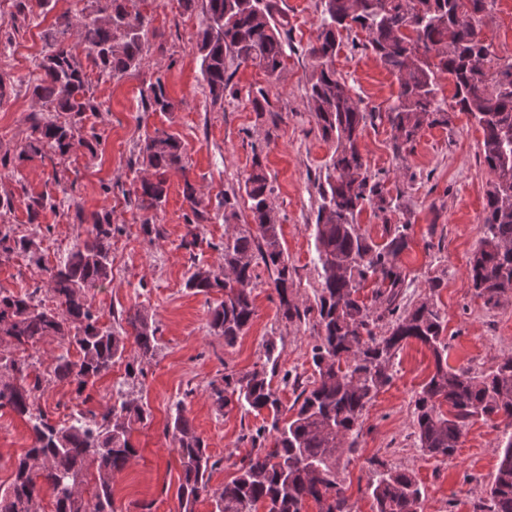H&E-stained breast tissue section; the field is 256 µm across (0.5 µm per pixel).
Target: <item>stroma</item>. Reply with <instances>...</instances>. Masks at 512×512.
Returning a JSON list of instances; mask_svg holds the SVG:
<instances>
[{
  "instance_id": "35a3bbf8",
  "label": "stroma",
  "mask_w": 512,
  "mask_h": 512,
  "mask_svg": "<svg viewBox=\"0 0 512 512\" xmlns=\"http://www.w3.org/2000/svg\"><path fill=\"white\" fill-rule=\"evenodd\" d=\"M14 0H0V156L15 158V171L0 169V196L11 197L4 217L17 235L35 240L37 259L21 254L0 256V289H37L45 308H55L49 270L87 239L95 213H112V278L92 293V303L106 326L120 311L144 309L158 327V348L144 365V375L127 384L124 363L80 394L56 379L50 365L65 349L58 337H45L36 353L33 374L42 381L41 409L51 422L100 410L123 390L151 410L149 424L137 427L131 441L137 457L113 480L116 512H178L177 488L182 466L164 428L170 409L183 402L197 433L217 461L208 494L196 512H213V493L236 476L251 451L248 439L261 417L239 408L217 410L210 384L224 375H243L261 366L264 343L277 338L280 356L272 386L284 406H291L302 385L312 381L310 350L316 316L310 311L319 286L313 224L319 197L316 184L325 174L333 145L325 141L307 107L309 47L320 23L317 0H275L283 20L284 68L272 79L251 65L229 64L231 84L223 100L213 101L202 80L197 36L209 25L201 5L183 0H140L149 47L142 66L121 78L93 81L98 111L87 113L83 136L98 135L94 150L74 149L60 162L41 154L21 155L37 107L32 88L41 78L38 63L54 39V23L69 14L80 23L93 13L91 0H52L44 14L17 13ZM483 35L495 53L512 59V0H496ZM360 26L345 31L334 66L362 110L377 113L366 125L361 151L374 181L393 199L391 211L368 205L357 217L361 232L384 243L396 226L406 225L407 246L398 258L405 277L398 302L410 309L430 301L439 310L448 338V363L474 373L488 371L512 357V297L486 304L468 276L469 259L483 236L486 192L493 179L483 161V133L467 113L452 109L447 124L422 129L416 141L395 156L393 132L382 115L394 104L395 75L366 46ZM162 79L175 109L151 112L141 91ZM174 134L182 145L185 171L167 176V196L156 215L153 233L142 227L143 213L134 190L144 175L136 159L143 140L154 130ZM261 160L273 187L272 206L281 226V243L292 269L293 297L308 309L302 320L287 322L271 273L257 263L251 284L255 315L234 346L208 328L209 311L222 293L195 294L185 282L194 266L220 270L224 241L251 222L244 181L254 160ZM65 171L55 183L54 166ZM195 184L202 204L191 210L184 200L185 182ZM50 194L55 208L30 223V198ZM236 198L239 221H224L225 195ZM197 246H187L188 230ZM434 370L430 351L409 341L398 352L392 379L363 413L356 446L337 465L354 512H374L366 487L374 463L411 472L423 492L422 512H477L483 491L496 473L498 441L512 431L500 417L474 419L460 448L450 458L425 455L412 426L414 399ZM31 443L28 423L0 410V491L13 480L18 457Z\"/></svg>"
}]
</instances>
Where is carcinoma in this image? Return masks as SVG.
<instances>
[{
    "mask_svg": "<svg viewBox=\"0 0 512 512\" xmlns=\"http://www.w3.org/2000/svg\"><path fill=\"white\" fill-rule=\"evenodd\" d=\"M210 24L199 36L201 72L215 101L224 98L231 75L227 61L249 63L273 77L283 69L282 23L273 0H201ZM321 20L312 60L307 105L314 112L323 139L333 143L324 181L317 185L320 204L314 224L321 283L315 297L317 334L311 348L314 380L286 408L272 389L269 372L276 371V343L265 345L266 363L242 376H224L211 385L210 397L220 410L237 406L247 412H267L270 423L250 440L256 452L247 456L238 475L214 492L215 512H353L354 505L338 479V448L353 446L362 430V414L392 378L391 361L403 344L414 339L426 346L434 371L417 393L414 434L419 448L448 458L460 446L464 428L475 417L512 419V357L481 374L448 365V338L434 306L422 302L400 310L396 301L404 282L397 264L407 245L404 230L395 227L383 244L358 231L356 216L364 205L381 211L393 201L368 175L360 140L375 113L364 112L333 67L341 32L357 24L368 31L369 47L398 80L400 92L386 113L394 132L393 151L399 156L426 125L448 123L446 102L438 81L446 75L454 85V107L466 112L482 129L484 163L494 176L487 192L484 236L469 261V276L477 294L497 304L512 293V205L502 203L512 189V60L499 58L483 38V27L495 0H319ZM95 17L77 26L81 45L99 72L118 78L139 68L144 60L145 18L135 0H94ZM42 76L32 89L40 110L67 115L63 122L35 121L33 135L20 154L50 148L64 156L79 145L93 150L81 134L84 115L99 110L90 93L87 72L72 48L57 41L39 64ZM146 108L171 112L174 104L161 79L141 95ZM143 162L150 175L139 182L138 207L156 211L166 198L167 174L185 171L181 144L175 135L156 129L145 136ZM256 231L246 229L224 240V267L235 279L203 266L195 268L186 287L194 293L221 291L224 299L210 310V331L233 346L255 314L252 292L236 284H251L255 252H260L279 297L282 318L291 322L308 314L290 298L293 287L288 256L279 239L280 225L270 202L273 188L259 158L244 182ZM112 212L93 215L88 239L50 269L60 311L45 309L37 292L0 289V332L10 336L13 350L25 353L46 336L73 346L80 358L65 352L54 358L51 373L84 392L94 380L124 360L125 373L135 381L143 363L158 347L157 328L144 311L130 308L126 326L104 327L89 292L112 276ZM36 243L0 228V253L29 254ZM380 284L374 301L394 317L385 334L374 332V311L359 297L363 284ZM136 354L126 359L127 343ZM0 410L27 419L31 445L18 458L10 490L0 495V512H43L42 486L53 492L52 512H114L112 479L137 456L130 442L135 426L151 420L148 405L122 392L112 404L69 424H53L38 407L40 378H30L27 358L0 356ZM165 434L171 437L181 463L177 490L179 512H195L218 465L196 432L182 402L170 413ZM495 452L498 467L481 512H512V432L503 434ZM96 474L89 499L82 486L88 469ZM376 512H421L422 491L406 471L379 464L367 484Z\"/></svg>",
    "mask_w": 512,
    "mask_h": 512,
    "instance_id": "1",
    "label": "carcinoma"
}]
</instances>
